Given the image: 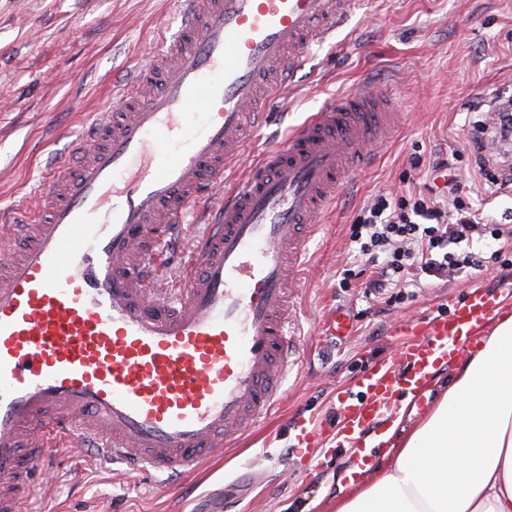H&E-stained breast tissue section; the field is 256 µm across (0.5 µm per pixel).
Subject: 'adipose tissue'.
I'll use <instances>...</instances> for the list:
<instances>
[{"mask_svg":"<svg viewBox=\"0 0 512 512\" xmlns=\"http://www.w3.org/2000/svg\"><path fill=\"white\" fill-rule=\"evenodd\" d=\"M335 512H512V315L456 365L390 466Z\"/></svg>","mask_w":512,"mask_h":512,"instance_id":"1","label":"adipose tissue"}]
</instances>
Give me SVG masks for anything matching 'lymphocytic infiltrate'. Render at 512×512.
I'll return each instance as SVG.
<instances>
[{"label": "lymphocytic infiltrate", "mask_w": 512, "mask_h": 512, "mask_svg": "<svg viewBox=\"0 0 512 512\" xmlns=\"http://www.w3.org/2000/svg\"><path fill=\"white\" fill-rule=\"evenodd\" d=\"M350 240L380 266L373 287H395L390 300L397 303L410 270L440 278L500 262L512 250V225L485 223L462 195L444 207L426 197L381 194L351 225Z\"/></svg>", "instance_id": "lymphocytic-infiltrate-1"}]
</instances>
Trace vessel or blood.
I'll return each instance as SVG.
<instances>
[{
  "mask_svg": "<svg viewBox=\"0 0 512 512\" xmlns=\"http://www.w3.org/2000/svg\"><path fill=\"white\" fill-rule=\"evenodd\" d=\"M366 3L182 0L178 31L54 162L38 216L0 226L25 242L0 259V512H18L55 449L174 477L223 455L278 400L309 253L299 227L385 145L396 101L356 88L240 179L227 172L310 48ZM219 192L187 262L164 263L175 225ZM501 304L479 290L450 315L400 323V365H368L338 398L337 435L380 436L397 394L419 395ZM293 430L295 455H314L311 420Z\"/></svg>",
  "mask_w": 512,
  "mask_h": 512,
  "instance_id": "1",
  "label": "vessel or blood"
}]
</instances>
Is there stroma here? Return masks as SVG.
I'll use <instances>...</instances> for the list:
<instances>
[{
    "mask_svg": "<svg viewBox=\"0 0 512 512\" xmlns=\"http://www.w3.org/2000/svg\"><path fill=\"white\" fill-rule=\"evenodd\" d=\"M177 8L176 0H0V213L36 211L49 159L87 131L111 105L113 86L176 29ZM360 81L393 91L400 115L386 147L321 216L309 243L293 289L299 352L274 407L242 445L171 486L155 474L110 470L89 450L53 453L50 479L21 512H331L353 465L332 431L337 399L365 365L398 361V323L447 312L477 289L512 291V263L493 264L447 279L421 276L391 304L370 288L373 275L349 240L350 224L377 195L444 192L452 172L483 218L512 210V188L488 198L469 153L476 122L491 117L488 100L512 95V0H370L366 14L309 55L272 104L279 120L246 140L230 178ZM348 268L360 276L343 288ZM335 311L350 316L348 336L329 335ZM454 369L437 367L397 434L426 418ZM300 415L320 422L323 455L310 465L288 451Z\"/></svg>",
    "mask_w": 512,
    "mask_h": 512,
    "instance_id": "obj_1",
    "label": "stroma"
}]
</instances>
